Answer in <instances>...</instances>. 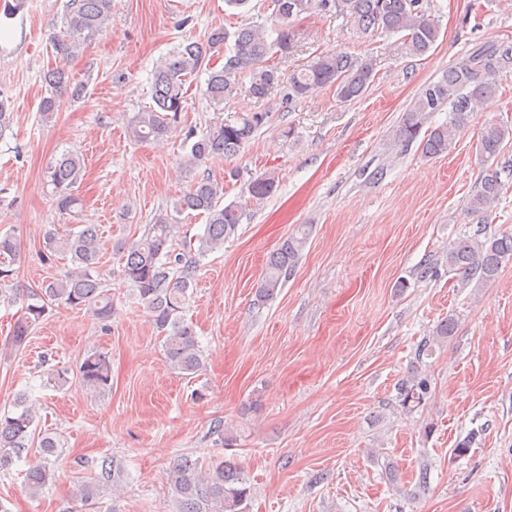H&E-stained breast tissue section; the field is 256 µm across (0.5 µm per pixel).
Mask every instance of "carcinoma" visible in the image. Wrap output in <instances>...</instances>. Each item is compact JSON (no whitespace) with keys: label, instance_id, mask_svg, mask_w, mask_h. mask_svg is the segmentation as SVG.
<instances>
[{"label":"carcinoma","instance_id":"cac0c4a2","mask_svg":"<svg viewBox=\"0 0 512 512\" xmlns=\"http://www.w3.org/2000/svg\"><path fill=\"white\" fill-rule=\"evenodd\" d=\"M276 21L273 32L261 26H246L229 34L222 27L199 40L180 43L156 65L151 81L153 104L135 113L129 131L137 142L160 141L181 130L185 108V85L209 65L215 52L224 50V64L213 68L206 80L204 94L219 107L237 91L240 80L250 77V93L265 97L281 81L280 71L264 62L274 54L288 55L295 47L293 23L304 13L326 11L331 7L350 20L362 33L380 30L386 34H404L405 47L415 56H424L435 46L440 30L424 9L423 0H272ZM112 18V0H68L59 32L51 37L56 56L67 60L74 56L86 37L105 29ZM490 48L478 49L459 59L435 82L425 86L403 113L392 131L396 144L415 141L429 114L445 105L451 106L448 122L437 125L420 143L421 154L433 158L452 150L465 128L471 110L496 91V77L511 62ZM374 64L347 52L316 57L310 64L288 78V99L304 98L323 87L334 89L336 97L348 102L362 96L373 79ZM49 95L42 98L40 114L49 122L59 111L66 96L77 97L82 87L73 84L68 72L55 68L44 75ZM267 123V113L251 112L233 122L216 123L202 133L188 128L183 167L202 166L213 154L234 156ZM512 140V127L490 121L478 141V151L488 161L498 156L505 140ZM82 171L78 154L66 152L50 167L48 178L57 210L71 219L80 218L83 203L74 186ZM277 188V177L265 172L249 185L250 199L262 202ZM498 171L489 169L469 197L464 211L478 216L487 213L500 198ZM224 183L209 176H199L173 206V213H160L147 232L122 250L121 276L130 284L138 299L149 308L157 330L164 335L165 354L170 365L186 375L203 366L202 351L191 325L183 314L192 294L190 288L197 269V257L224 248V241L234 235L241 212L235 204H223ZM197 211L207 215L208 223L198 238L197 256L173 247L176 225L174 214ZM308 239L306 229L288 235L268 256L265 271L255 289V301L265 304L277 297L288 281ZM43 260L49 262L57 253L70 255L72 270L60 278L41 284L33 293V302L15 323L13 342L22 346L32 329L51 306L86 308L105 322L112 309V296L104 288L98 272L101 236L95 224H84L75 235L65 238L47 236ZM19 256L16 239L0 236V283L13 280ZM512 260V234L484 238L463 235L448 245V271L462 276L467 284L482 288L497 280L504 264ZM112 378L109 359L97 352L88 354L79 367L81 383L93 390H103ZM431 389L427 377L412 374L400 383L401 406L413 411L422 406ZM34 415L28 399L21 394L14 410L0 414V471H10L15 460L35 446L46 457L55 453L56 439L50 435L35 438ZM99 473L81 484V499L86 506L95 503L104 483L120 479L122 467L116 460L104 458ZM54 479V472L44 463L25 472L24 485L32 496L39 494ZM169 490L173 512H246L251 488L241 468L229 459L211 461L207 468L187 456H180L169 469Z\"/></svg>","mask_w":512,"mask_h":512}]
</instances>
